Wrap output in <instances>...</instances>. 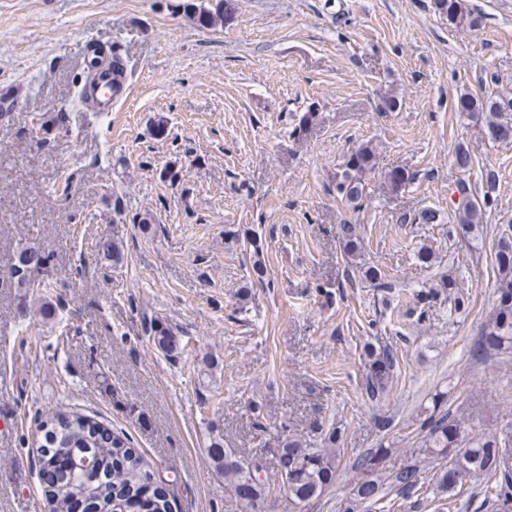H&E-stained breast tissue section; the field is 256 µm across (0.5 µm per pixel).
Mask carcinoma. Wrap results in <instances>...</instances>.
<instances>
[{"label": "carcinoma", "instance_id": "obj_1", "mask_svg": "<svg viewBox=\"0 0 512 512\" xmlns=\"http://www.w3.org/2000/svg\"><path fill=\"white\" fill-rule=\"evenodd\" d=\"M439 16L455 28L474 29L482 24L481 16L473 13L466 0H434ZM184 13L193 17L203 27L228 23L233 15L232 0H215L207 8L186 0ZM455 110L475 122L482 123L485 137L492 143L502 138L512 139V98L474 96L462 93L455 100ZM375 148L367 143L351 151L336 172L334 186L341 199L354 209L362 208L367 198V177L377 167ZM453 165L462 174L457 179L456 191L460 201L453 210V222L462 234H477L483 216L497 206L496 178L491 170L482 173L488 190L475 196L466 176L475 166L470 150L458 145L453 155ZM388 187L398 191L417 179V173L404 168H394L385 173ZM416 224H443V213L433 207H422L413 217ZM338 238L344 253L354 255L358 248L357 227L342 224ZM495 262L500 274L498 304L493 317L483 328L480 347L487 351L506 342L512 343V238L498 239ZM12 275L21 288H39L45 292L54 290L56 281L48 274V256L36 247H25L13 256ZM439 287L448 289L450 310L459 312L465 304V296L457 291L451 279L440 281ZM145 333L155 348L168 359L176 357L179 339L168 328L154 320L145 322ZM368 372L365 377V393L370 398L382 394L391 379L393 359L384 351L368 354ZM41 424L47 426L43 444L38 454L39 468L54 467L61 458L67 465L59 474L60 490L52 512H69L67 500L87 495L97 512H173L171 497L166 489L154 480L155 473L143 455L131 447V440L124 434H116L102 423L77 412H53ZM424 435L423 454L428 460H446L448 469L439 475L441 490L452 492L478 473L496 470L495 441L487 437H474L462 445L461 422L444 413L430 415L422 424ZM210 453L217 468L224 473V480L235 495L241 491L251 494L248 507L262 497V484L256 478L259 466L241 458L235 450L226 448L219 441H212ZM388 449L380 447L360 458L354 468L360 474L356 496L359 500L375 503L382 498V484L373 477L377 466L387 456ZM93 459L101 471L98 481L86 477L84 461ZM339 467L337 454L331 448H310L308 444L291 436H284L279 448L278 480L288 484V501L299 505L311 501L330 486ZM421 480L420 469L407 465L394 477L400 492H410Z\"/></svg>", "mask_w": 512, "mask_h": 512}]
</instances>
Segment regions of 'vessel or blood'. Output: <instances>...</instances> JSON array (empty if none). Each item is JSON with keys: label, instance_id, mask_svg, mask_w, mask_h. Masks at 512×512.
<instances>
[{"label": "vessel or blood", "instance_id": "vessel-or-blood-1", "mask_svg": "<svg viewBox=\"0 0 512 512\" xmlns=\"http://www.w3.org/2000/svg\"><path fill=\"white\" fill-rule=\"evenodd\" d=\"M86 78L80 96L99 115L111 114L114 105L128 95L124 80L112 77V54L96 45H89L85 56Z\"/></svg>", "mask_w": 512, "mask_h": 512}]
</instances>
